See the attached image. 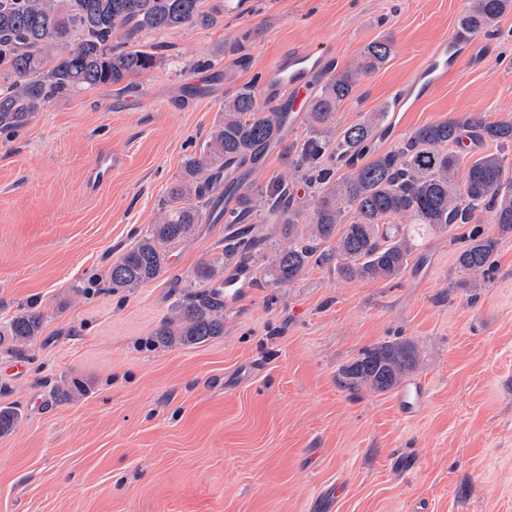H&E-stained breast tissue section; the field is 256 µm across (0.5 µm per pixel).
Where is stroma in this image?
I'll return each mask as SVG.
<instances>
[{
  "mask_svg": "<svg viewBox=\"0 0 512 512\" xmlns=\"http://www.w3.org/2000/svg\"><path fill=\"white\" fill-rule=\"evenodd\" d=\"M471 0H252L209 27L148 33L164 46L130 88L57 97L0 133V323L37 303L41 336L0 352V512H512V235L491 278L460 285L449 230H426L395 280L324 268L224 309V333L193 347L152 342L224 224L195 225L168 270L112 290L108 271L153 224L186 155L226 99L295 47H328L336 68L392 37L389 62L342 103L337 129L388 105ZM472 58L379 136L469 115L512 122V9L470 34ZM209 67L198 70L197 62ZM126 156L87 182L102 147ZM415 340L427 404L401 418L394 393L353 396L338 369L362 349ZM81 379L84 395L58 392Z\"/></svg>",
  "mask_w": 512,
  "mask_h": 512,
  "instance_id": "35a3bbf8",
  "label": "stroma"
}]
</instances>
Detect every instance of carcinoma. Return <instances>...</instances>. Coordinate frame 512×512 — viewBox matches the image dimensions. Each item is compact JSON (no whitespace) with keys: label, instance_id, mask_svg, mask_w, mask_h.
<instances>
[{"label":"carcinoma","instance_id":"cac0c4a2","mask_svg":"<svg viewBox=\"0 0 512 512\" xmlns=\"http://www.w3.org/2000/svg\"><path fill=\"white\" fill-rule=\"evenodd\" d=\"M512 0H472L460 28L486 31ZM219 11L203 0H0V131L15 130L55 97L121 85L160 64L159 45L140 42L143 32H166L216 23ZM392 41L369 43L357 66L332 74L306 104L304 120L314 135L288 146L290 177L275 176L242 188L238 171L251 167L282 140L285 113L269 109L254 84L242 85L224 102L199 152L190 154L161 201L156 224L113 262L111 287L136 288L161 277L171 245L189 236L224 200V252L201 262L192 280L202 290L177 305L154 332L162 347L192 346L224 335V297L216 284L224 271L266 258L257 223L277 226L288 246L274 248L262 268L272 284L286 288L309 266L328 267L345 280L396 279L419 247L416 227L471 228L460 238L456 267L488 278L498 238L512 235V175L500 152L485 153L458 179L460 156L449 149L460 130L501 147L512 144V123L486 124L467 117L415 129L394 148L376 147L388 107L368 112L337 137L336 114L362 78L381 69ZM312 193L311 213L293 197L294 186ZM494 208L498 236L474 223L481 205ZM407 219L394 224L392 219ZM306 223V231L297 226ZM34 306L0 325V350L22 355L43 330ZM418 367L415 342L398 336L362 350L343 366L339 385L351 392L386 393Z\"/></svg>","mask_w":512,"mask_h":512}]
</instances>
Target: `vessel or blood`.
<instances>
[{"mask_svg": "<svg viewBox=\"0 0 512 512\" xmlns=\"http://www.w3.org/2000/svg\"><path fill=\"white\" fill-rule=\"evenodd\" d=\"M472 45L466 40H443L437 43L426 61L400 90L393 101L394 114L413 111L422 100L438 91L459 63L469 57ZM332 69V55L326 48H294L284 53L277 63L266 69L263 88L268 99L289 105L291 113L301 112L317 78ZM124 159L112 148L102 149L89 168V182L97 186L111 179ZM253 271L234 269L224 278V302L232 305L242 300L254 288ZM396 406L400 415L414 419L424 409L426 391L421 383L405 382L399 389Z\"/></svg>", "mask_w": 512, "mask_h": 512, "instance_id": "vessel-or-blood-1", "label": "vessel or blood"}]
</instances>
